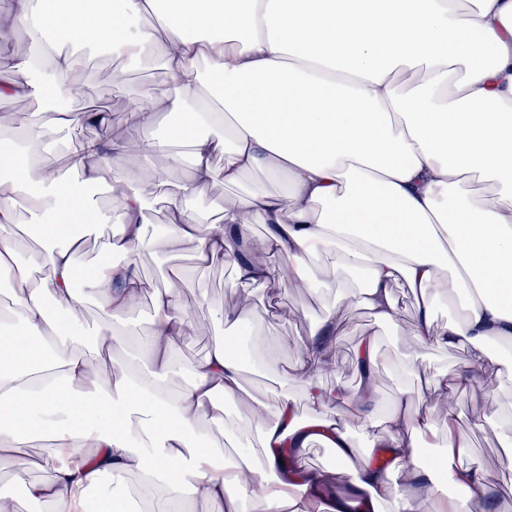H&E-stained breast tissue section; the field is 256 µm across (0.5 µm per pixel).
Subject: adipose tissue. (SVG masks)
Instances as JSON below:
<instances>
[{"label":"adipose tissue","mask_w":512,"mask_h":512,"mask_svg":"<svg viewBox=\"0 0 512 512\" xmlns=\"http://www.w3.org/2000/svg\"><path fill=\"white\" fill-rule=\"evenodd\" d=\"M147 15L155 27L143 26ZM19 31L40 46L54 31L133 62L161 52L175 91L160 104L143 87L134 118L147 130L160 114L174 120L144 156L191 168L166 239L194 243L198 265L233 262L244 294L283 278L311 293L349 273L358 282L356 295L339 293L294 340L292 371L310 416L287 390L246 391L228 336L211 344L181 389L168 391L172 355L191 328L178 267L153 291L149 363L133 377L113 362L110 378L99 380L72 342L86 336L110 347L112 323L131 319L142 286L137 258L152 243L150 201L132 177L121 183L119 214L89 193L111 188V168L127 148L109 136L68 148L73 126L108 123L102 113L72 110L81 87L70 55L0 63L13 75L0 82V98L23 94L42 107L19 140H0L12 157L0 181V273L18 288L15 324L0 340V461L34 439L50 444L37 463L49 482L28 479L24 466L15 472L26 499L83 512L94 488L104 512H114L111 482L134 474L151 512H308L316 501L348 512L349 501L327 498L324 474L281 468L282 449L299 454L318 440L335 451V472L358 491L362 512H380L392 483L407 478L413 491L396 498L395 512H491L488 468L465 460L464 438L449 432L437 457L423 456L424 433L453 415L427 408L419 390L399 392L373 435L391 467H351L346 422L374 405V338L355 350L361 390L324 389L316 367L350 301L377 324L395 323L398 283L414 302L409 342L450 345L463 356L448 394L496 366L490 343L512 344V0H11L0 39ZM258 170L285 175V190L253 183L216 222L186 208L215 181L236 185ZM22 212L41 243L20 261ZM108 223L104 260L80 270L73 226ZM252 224L265 226L262 247L277 264L251 257ZM91 297L107 322L85 324ZM437 298L456 309L441 324ZM336 401L343 409L335 413ZM203 422L247 433L237 457L225 460ZM449 485L464 495H448Z\"/></svg>","instance_id":"1"}]
</instances>
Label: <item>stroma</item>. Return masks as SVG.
I'll list each match as a JSON object with an SVG mask.
<instances>
[{
	"label": "stroma",
	"mask_w": 512,
	"mask_h": 512,
	"mask_svg": "<svg viewBox=\"0 0 512 512\" xmlns=\"http://www.w3.org/2000/svg\"><path fill=\"white\" fill-rule=\"evenodd\" d=\"M87 74L82 82L86 90L111 94L115 111H123L126 100L135 97L142 78L161 71V56L149 62L132 63L124 59L92 52L85 64ZM125 70L127 79L117 82L114 70ZM117 170H131L143 191L149 192L151 207L152 245L139 260L145 283L163 278L169 267L178 265L187 271L181 289L183 300L195 317L209 319L212 310L232 305L236 290L233 286L235 268L232 263H217L208 267L194 264L192 244L171 246L165 238L164 227L170 218L169 203L178 196L180 185L191 173L189 167L167 168L164 159L142 164L139 157L128 156L117 162ZM395 296L400 306L398 322L393 326L375 323L371 314L358 305H351L341 320L336 336L331 337L332 360L317 372L320 384L328 389H353L358 373L350 355L361 337H375L383 363L378 375L376 405L367 421H351L349 429L357 449L355 459L364 462L365 450L371 442V432L377 429L394 396L406 378L403 368L409 360H416L420 370L429 380L427 399L438 404L437 392L449 383L459 371L461 356L454 347L418 350L409 345L407 333L414 315V307L403 286H395ZM336 298L335 292L322 295L300 294L287 282L275 288H258L254 291V308L247 323L248 334L241 345L248 352L242 371L244 388L252 393L276 388L281 371L292 367L296 352L285 342L289 336L306 335L324 314L326 307ZM503 359L498 387L494 395H486L482 381L459 391L456 397V427L468 440L470 458H507L512 451L506 448L502 437L512 429V346L501 347Z\"/></svg>",
	"instance_id": "35a3bbf8"
}]
</instances>
